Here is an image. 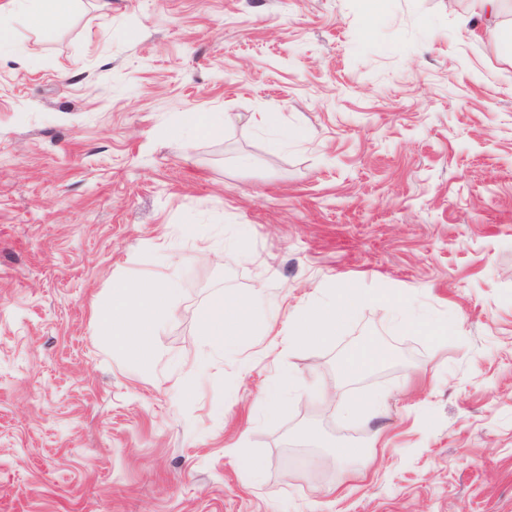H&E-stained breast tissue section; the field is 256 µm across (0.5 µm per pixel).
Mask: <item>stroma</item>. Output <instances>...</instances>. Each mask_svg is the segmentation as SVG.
<instances>
[{"label":"stroma","mask_w":512,"mask_h":512,"mask_svg":"<svg viewBox=\"0 0 512 512\" xmlns=\"http://www.w3.org/2000/svg\"><path fill=\"white\" fill-rule=\"evenodd\" d=\"M472 4L80 0L51 31L14 15L0 512H512V61ZM172 253L147 369L91 307ZM259 287L238 354L207 346L212 294ZM334 288L369 301L332 343L283 351L289 312ZM368 338L387 360L339 385ZM333 387L381 417L312 396ZM342 441L365 449L343 468ZM290 385V377H279L272 379L269 382L264 397L261 401V404L268 415H272L277 411L286 393L288 392V387Z\"/></svg>","instance_id":"35a3bbf8"}]
</instances>
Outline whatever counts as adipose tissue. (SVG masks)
Returning a JSON list of instances; mask_svg holds the SVG:
<instances>
[{"label": "adipose tissue", "mask_w": 512, "mask_h": 512, "mask_svg": "<svg viewBox=\"0 0 512 512\" xmlns=\"http://www.w3.org/2000/svg\"><path fill=\"white\" fill-rule=\"evenodd\" d=\"M177 264V258L170 257L164 271L154 279L116 281L111 300L96 307L93 319L108 336L113 353L136 351L145 358H153L157 322L176 293L172 272ZM261 297L258 290L249 297L224 291L215 293L202 327L207 343L216 349L232 348L250 326ZM367 301V296L347 289L334 291L318 307L292 316L289 334L281 340L283 348L291 350L302 343L331 342Z\"/></svg>", "instance_id": "ef3b65f1"}]
</instances>
